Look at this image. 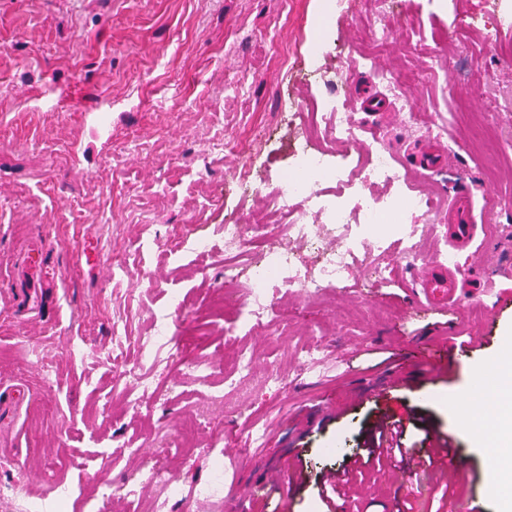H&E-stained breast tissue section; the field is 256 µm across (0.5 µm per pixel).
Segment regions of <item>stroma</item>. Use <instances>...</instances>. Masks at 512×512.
<instances>
[{
    "instance_id": "35a3bbf8",
    "label": "stroma",
    "mask_w": 512,
    "mask_h": 512,
    "mask_svg": "<svg viewBox=\"0 0 512 512\" xmlns=\"http://www.w3.org/2000/svg\"><path fill=\"white\" fill-rule=\"evenodd\" d=\"M411 27L377 53L380 68L405 75L420 125L407 128L392 107L367 111L383 89L354 72L343 89L363 122L361 139H378L413 189L440 206L454 191H473L477 235L466 261L470 279L493 291L462 295L447 313L413 303L418 263L389 252L387 279L370 277L366 259L344 282L316 298L275 294L287 325L269 322L225 338L208 318L212 299H242L224 282V253L169 254L178 233L216 234L244 204L234 171L276 182L307 124L285 102L318 95L317 73L361 44L373 0H347L336 11L326 47L311 53L323 0H0V392L24 386L18 408L0 419V460L13 464L0 481L20 478L43 502L54 485L69 487L64 512H89L100 477L131 476L141 460L106 457L103 448L131 440L152 457L160 436L205 416L224 443L229 483L255 482L265 468L302 454L308 475L337 469L362 447L373 402L360 389L403 377L387 404L398 415L425 414L448 434L471 478L437 489L419 472L409 483L373 482L343 512H502L488 488L494 461L479 424L482 410L466 390L474 373L496 376L493 360L512 330V31L493 27L497 5L512 0H458L455 18L423 14L420 0H396ZM447 68L428 72L429 54ZM447 121L435 145L425 125ZM436 147L442 166L415 167L412 153ZM248 166H241L240 157ZM46 239L59 274L55 299L33 318L17 315L7 274L33 237ZM185 300L192 352L217 366L238 347L257 356L252 373L212 402L215 386L170 367L161 395L127 407L122 376L149 352L151 317L168 294ZM454 320L470 352L447 357L448 373L431 369ZM126 336L106 362L94 349L112 332ZM320 346L321 371L301 370L303 348ZM281 373L280 389L265 385ZM262 447L249 445L253 427ZM208 438L168 457L188 485L208 478Z\"/></svg>"
}]
</instances>
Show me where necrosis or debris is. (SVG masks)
I'll return each instance as SVG.
<instances>
[{
	"mask_svg": "<svg viewBox=\"0 0 512 512\" xmlns=\"http://www.w3.org/2000/svg\"><path fill=\"white\" fill-rule=\"evenodd\" d=\"M347 62V69L324 77L322 96L291 103L290 108L308 114L312 135L349 145L358 142L359 134L337 92L338 85L347 81L352 71L375 70V61L372 55L363 54L348 56ZM365 151L371 158L368 167L334 165L305 137L294 151L292 169L281 178L277 195H270L267 182L246 184L245 197L270 199L282 221L274 236L264 224L223 225L224 251L230 256L224 264V279L244 282L248 288L246 301L225 320V334L232 336L267 321L271 289L313 295L330 284L342 283L362 249H369L379 259L387 252L389 239L394 238L403 255L418 258L421 224L434 214V198L425 191L407 192L406 176L379 141L366 143ZM324 181L344 184L346 194L321 195L318 186ZM376 183L388 185L390 195L382 200L373 197L368 188ZM181 307L182 300L174 293L166 308L155 313V340L167 349L169 360L184 371L209 378L215 364L190 357L177 332ZM211 446L214 465L208 484L199 490L176 479L163 461L140 469V483L155 492L151 512H168L172 503L198 493L210 498L221 496L227 485L224 451L219 440H212Z\"/></svg>",
	"mask_w": 512,
	"mask_h": 512,
	"instance_id": "obj_1",
	"label": "necrosis or debris"
}]
</instances>
